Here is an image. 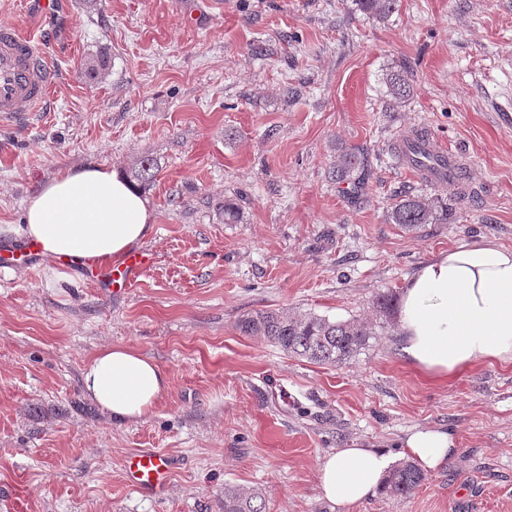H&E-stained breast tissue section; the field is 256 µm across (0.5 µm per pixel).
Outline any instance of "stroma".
Masks as SVG:
<instances>
[{"label": "stroma", "mask_w": 512, "mask_h": 512, "mask_svg": "<svg viewBox=\"0 0 512 512\" xmlns=\"http://www.w3.org/2000/svg\"><path fill=\"white\" fill-rule=\"evenodd\" d=\"M2 26L41 35L56 78L37 111L0 116V243L23 244L28 200L72 168L122 174L147 155L157 174L142 244L156 263L125 293L45 258L0 269V512H224L230 488L259 490L264 512H512L511 365L427 374L397 355L391 317L338 367L237 328L259 310L370 319L440 252L512 248V0H398L382 20L355 0H64L46 19L0 0ZM415 134L463 160L468 198L398 162ZM344 148L363 184L331 179ZM404 193L448 204V223L392 224ZM110 345L168 375L139 422L83 394ZM417 427L459 450L410 497L321 498L322 456L396 453ZM138 450L172 458L164 494L127 483Z\"/></svg>", "instance_id": "1"}]
</instances>
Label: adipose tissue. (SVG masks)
<instances>
[{"mask_svg":"<svg viewBox=\"0 0 512 512\" xmlns=\"http://www.w3.org/2000/svg\"><path fill=\"white\" fill-rule=\"evenodd\" d=\"M150 213L143 195L114 172L85 166L52 179L29 199L23 236L44 257L118 260L141 244ZM397 341L403 360L448 375L484 363L512 364V248L491 240L464 244L428 262L400 295ZM83 391L120 422L148 416L167 390V374L128 346L102 348L85 367ZM449 431L408 434L401 454L340 448L317 467L321 495L339 506L375 496L399 459L435 472L456 453Z\"/></svg>","mask_w":512,"mask_h":512,"instance_id":"ef3b65f1","label":"adipose tissue"}]
</instances>
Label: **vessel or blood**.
<instances>
[{"label":"vessel or blood","instance_id":"vessel-or-blood-1","mask_svg":"<svg viewBox=\"0 0 512 512\" xmlns=\"http://www.w3.org/2000/svg\"><path fill=\"white\" fill-rule=\"evenodd\" d=\"M55 73L43 43L14 29H0V114L33 112L45 101ZM40 254L36 246L0 245V264L35 265ZM154 256L146 251L128 254L121 263L89 264L81 257L59 259L64 271H77L86 280L105 289L133 287L153 266ZM171 471L170 459L147 451L133 454L127 461L126 476L137 489L163 490Z\"/></svg>","mask_w":512,"mask_h":512}]
</instances>
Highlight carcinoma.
<instances>
[{
    "label": "carcinoma",
    "instance_id": "cac0c4a2",
    "mask_svg": "<svg viewBox=\"0 0 512 512\" xmlns=\"http://www.w3.org/2000/svg\"><path fill=\"white\" fill-rule=\"evenodd\" d=\"M364 12L379 19L389 16L398 0H356ZM390 91L398 103L411 95L407 76L394 72L389 78ZM364 168L356 152L344 150L339 155L332 176L338 181L363 180ZM156 177V165L147 156L135 158L128 168V178L148 184ZM389 218L407 232L415 233L425 224L448 223V205L438 207L422 196L404 195L391 208ZM378 324L363 319L331 320L325 316L306 314L290 316L284 311L260 310L242 316L238 330L255 336L282 351L305 358L315 364L340 366L353 360L370 341L379 336ZM425 475L410 461L400 463L388 476L383 491L393 497L407 498L421 486ZM260 492L251 489H232L224 492V512H263Z\"/></svg>",
    "mask_w": 512,
    "mask_h": 512
}]
</instances>
